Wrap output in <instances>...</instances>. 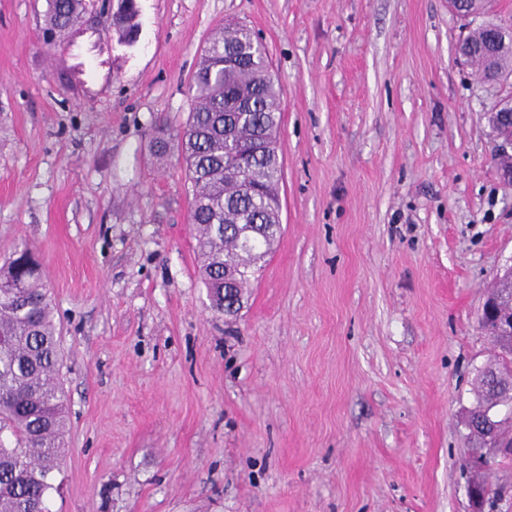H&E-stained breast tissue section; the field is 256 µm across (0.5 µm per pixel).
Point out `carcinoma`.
Returning a JSON list of instances; mask_svg holds the SVG:
<instances>
[{"instance_id":"obj_1","label":"carcinoma","mask_w":512,"mask_h":512,"mask_svg":"<svg viewBox=\"0 0 512 512\" xmlns=\"http://www.w3.org/2000/svg\"><path fill=\"white\" fill-rule=\"evenodd\" d=\"M88 0H47V44L77 24ZM136 0H119L114 28L132 38ZM191 112L176 138L160 123L153 155L163 160L171 145L193 185L191 223L196 229L206 288L216 311L219 289L229 304L241 303L281 234L278 147L254 158L242 176L224 173V160L241 156L255 137L278 133L280 90L266 51L244 25L228 23L201 55L189 88ZM24 248L0 271V512H50V475L64 457V401L57 382L60 350L52 301L41 277L28 268Z\"/></svg>"}]
</instances>
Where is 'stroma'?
Segmentation results:
<instances>
[{
    "label": "stroma",
    "mask_w": 512,
    "mask_h": 512,
    "mask_svg": "<svg viewBox=\"0 0 512 512\" xmlns=\"http://www.w3.org/2000/svg\"><path fill=\"white\" fill-rule=\"evenodd\" d=\"M133 43L0 0V266L42 264L67 446L51 512H473L463 420L497 350L512 185L461 61L512 0H137ZM262 39L280 88L282 233L237 315L210 307L178 158L211 32ZM496 293L490 292L486 296V300L483 304L482 312H481V325L482 328L486 330L492 340L498 345L500 344L499 337L496 334V328L493 325H483L488 315H492L497 324L498 333L501 336L509 338L512 340V315H508L507 313H501L499 311H494L493 307L495 305Z\"/></svg>",
    "instance_id": "35a3bbf8"
}]
</instances>
